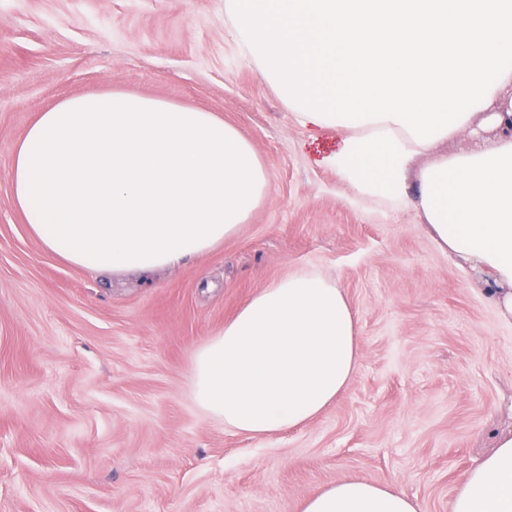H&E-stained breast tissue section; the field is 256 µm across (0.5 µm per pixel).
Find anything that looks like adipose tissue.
Masks as SVG:
<instances>
[{
	"label": "adipose tissue",
	"instance_id": "obj_1",
	"mask_svg": "<svg viewBox=\"0 0 512 512\" xmlns=\"http://www.w3.org/2000/svg\"><path fill=\"white\" fill-rule=\"evenodd\" d=\"M244 60L317 132L363 200L415 197L433 240L490 278L512 313V135L415 159L468 129L512 86V0H224ZM15 208L43 248L97 273L149 274L235 235L270 193L252 143L215 113L121 91L70 97L15 144ZM361 358L341 288L301 270L262 288L195 355L198 405L237 432L300 427ZM302 512H417L405 494L342 479ZM451 512H512V432L469 471Z\"/></svg>",
	"mask_w": 512,
	"mask_h": 512
}]
</instances>
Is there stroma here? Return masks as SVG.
<instances>
[{
    "label": "stroma",
    "mask_w": 512,
    "mask_h": 512,
    "mask_svg": "<svg viewBox=\"0 0 512 512\" xmlns=\"http://www.w3.org/2000/svg\"><path fill=\"white\" fill-rule=\"evenodd\" d=\"M119 90L214 112L253 144L270 197L210 252L112 276L43 249L11 158L39 112ZM243 61L224 0H0V512H301L343 478L450 512L512 431V318L414 204L359 202ZM303 269L342 289L358 368L307 425L225 427L193 394L197 350Z\"/></svg>",
    "instance_id": "35a3bbf8"
}]
</instances>
